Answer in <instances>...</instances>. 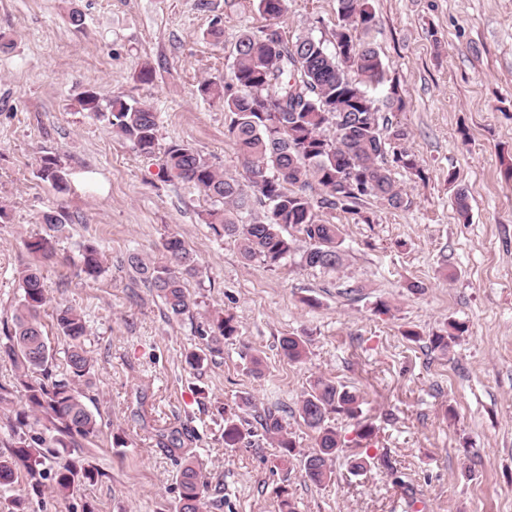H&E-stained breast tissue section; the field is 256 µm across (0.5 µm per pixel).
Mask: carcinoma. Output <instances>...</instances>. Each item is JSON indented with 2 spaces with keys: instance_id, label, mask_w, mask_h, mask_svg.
<instances>
[{
  "instance_id": "cac0c4a2",
  "label": "carcinoma",
  "mask_w": 512,
  "mask_h": 512,
  "mask_svg": "<svg viewBox=\"0 0 512 512\" xmlns=\"http://www.w3.org/2000/svg\"><path fill=\"white\" fill-rule=\"evenodd\" d=\"M285 0H257L268 23L243 33L235 45L229 72L220 83L207 80L203 95L223 104L227 132L241 157L244 176H226L212 159L184 142H173L164 152V178L200 189L209 201L205 223L218 234L237 240L247 262L260 260L278 266L284 260L303 268L337 271L343 266L342 230L319 216V210L360 214L363 202L373 198L390 209L408 203L393 177L402 169L424 178L415 155L407 148L412 133L393 120L403 99L394 95L380 100L372 90L385 80L386 66L374 44L367 40L376 26L370 0H337L338 23L333 33L336 52L311 34L290 41L278 19ZM77 102L81 110L104 117L112 133L133 149L151 155L158 146L159 117L150 106L134 98L116 96L104 102L91 90ZM334 128V136L324 134ZM39 177L54 190L65 192L69 170L56 152L40 156ZM322 187L315 201L307 190L312 182ZM267 206L261 218L252 214L255 203ZM295 231L306 246L297 245ZM162 262L145 263L131 253L127 263L148 282L167 311L179 317L190 312L185 281L200 274L195 255L176 232L161 241ZM79 272L95 279L103 271L100 248L82 246ZM21 297L12 325L0 330V362L10 363L16 376L11 385L0 384V404L19 403L3 423L7 456L0 454V486L26 473L32 490L42 480H52V491L66 498L79 485L92 486L101 473L90 464L71 459L48 468L47 461L60 450L77 448L79 441L95 437L101 426L76 386H91V363L84 348L88 327L84 315L71 306L56 310V328L66 341V377L55 379L50 367L53 349L44 334L42 312L47 303L42 271L37 266L21 272ZM451 331L429 338L431 348L448 351L464 327L452 323ZM232 317H218L201 335L214 339L234 336ZM308 340L284 336V358L298 363L306 356ZM360 397L333 378L318 375L309 380L298 404V415L314 433L313 448L303 456L305 477L316 486L332 480L333 462L342 452L336 430L327 425L331 413L358 415ZM262 438L280 448L283 460L296 454V443L281 418L263 411ZM259 447L256 432L224 417V447ZM179 496L172 512H203L209 482L195 456L184 457L178 476Z\"/></svg>"
}]
</instances>
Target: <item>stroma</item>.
I'll return each instance as SVG.
<instances>
[{"label": "stroma", "mask_w": 512, "mask_h": 512, "mask_svg": "<svg viewBox=\"0 0 512 512\" xmlns=\"http://www.w3.org/2000/svg\"><path fill=\"white\" fill-rule=\"evenodd\" d=\"M197 3L0 0V38L10 44L0 52V326L20 298V271L41 267L48 309L71 306L87 321L86 394L102 420L97 437L68 451L101 470L95 485L62 499L48 486L33 491L21 472L0 493V512L17 499L28 512H170L187 453L208 477L207 512H279L282 488L296 512H512V0H373L371 37L387 65L375 95L394 89L404 99L396 118L425 177L396 170L406 208L369 200L361 215L328 214L346 253L336 272L244 261L236 241L204 223L203 192L161 178L174 141L242 174L223 105L198 87L222 79L239 35L266 20L256 0ZM217 17L218 42L209 34ZM336 23V0H287L280 19L287 39L309 33L331 51ZM147 63L156 78L143 84ZM89 88L157 112L159 151L138 153L81 111L77 97ZM47 151L67 163V193L37 174ZM460 187L466 224L454 204ZM50 212L65 225L47 261L26 243L47 234ZM171 231L201 267L188 283L191 312L178 318L126 263L132 251L159 260ZM87 243L103 252L94 281L76 267ZM382 301L388 314L375 311ZM218 313L237 332L191 368L185 356L205 347L198 330ZM451 321L465 333L448 352L431 350L430 336ZM290 334L309 336L304 362L283 358L279 340ZM249 353L262 376L250 373ZM320 374L356 391L362 413L330 415L343 451L331 482L317 487L304 476L301 454L314 440L298 402ZM244 397L248 423L278 411L299 450L288 463L266 440L225 447L220 410ZM362 424L375 427L372 439L358 438ZM175 438L185 453L168 451ZM354 457L368 461L357 474Z\"/></svg>", "instance_id": "obj_1"}]
</instances>
